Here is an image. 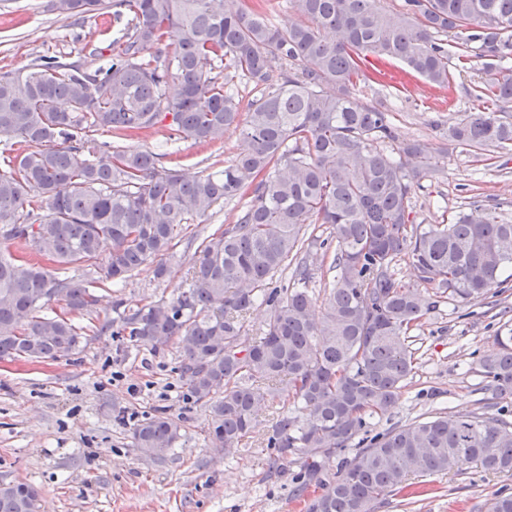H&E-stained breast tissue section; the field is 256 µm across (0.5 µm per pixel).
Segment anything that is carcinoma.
I'll return each mask as SVG.
<instances>
[{
    "label": "carcinoma",
    "mask_w": 512,
    "mask_h": 512,
    "mask_svg": "<svg viewBox=\"0 0 512 512\" xmlns=\"http://www.w3.org/2000/svg\"><path fill=\"white\" fill-rule=\"evenodd\" d=\"M287 0L300 20L282 28L258 0H119L131 13L111 54L89 71L43 59L24 77L0 75V133L20 145L0 153V359H55L82 336L72 316L95 302V289L118 285L164 256L190 221L218 203L251 194L232 224L200 244L190 285L177 298L123 318L144 344L172 341L180 374L208 409V434L229 454L256 428V414L288 392L295 410L272 425L276 460L299 464L295 491L315 488L307 512H373L413 475L460 472L470 463L512 474V423L476 411L439 412L367 436V419L394 406L413 374L410 332L434 296L461 302L497 296L512 279V223L476 206L444 224H412V195L453 145L479 158L512 148V75L475 86L492 112H461L426 149L401 140L388 111L356 98L370 81L365 62H398L440 89H452L448 38L457 68L512 60V0ZM65 18L88 19L106 0H51ZM265 88L241 118L218 68ZM68 108H60V102ZM171 118L176 135L207 144L235 126L245 143L216 173L187 179L158 168L149 151L115 149L94 162L77 157L87 133L133 138ZM336 240L319 319L311 315L308 258ZM408 259L418 283L396 277ZM94 269L90 281L52 274L44 262ZM292 269L289 284L277 275ZM64 302L62 313L52 307ZM268 307L260 336L244 318ZM481 360L495 396L512 399V328ZM181 437L180 421L146 418L136 447L163 459ZM356 445L333 479L336 454ZM39 490L0 483V512H37ZM488 512H512V493Z\"/></svg>",
    "instance_id": "carcinoma-1"
}]
</instances>
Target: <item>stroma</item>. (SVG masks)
Returning a JSON list of instances; mask_svg holds the SVG:
<instances>
[{"label": "stroma", "instance_id": "1", "mask_svg": "<svg viewBox=\"0 0 512 512\" xmlns=\"http://www.w3.org/2000/svg\"><path fill=\"white\" fill-rule=\"evenodd\" d=\"M119 22L112 14L77 22L58 16L49 0H0V74L28 73L41 58L99 65ZM495 72L483 60L455 75L451 91L420 78L406 88L363 86L359 99L389 108L400 138L439 147L452 111H470L469 92ZM453 98L447 109L445 98ZM131 150L159 155V164L194 177L223 170L244 148L237 129L221 141L199 145L175 139L168 121L126 140ZM443 175L422 180L410 215L416 224H438L494 198L512 222V151L484 161L449 148ZM247 204H217L210 215L185 225L170 255V272L156 278L154 263L142 265L117 286L96 289L91 310L76 316L84 336L76 350L55 360H0V483L24 482L40 492L39 512H306L289 471L273 466L267 446L274 412L293 405L276 397L259 412L257 427L231 456L207 433L208 411L180 376L174 343L143 344L129 336L122 318L129 310L172 300L186 290L201 239L232 223ZM512 323V281L505 293L470 302L443 298L412 332L413 377L390 412L368 419L371 433L421 421L438 410L504 412L482 387L479 361L496 348L495 337ZM179 418L182 437L162 461L143 457L132 429L141 420ZM414 493L387 496L374 512H486L497 492H512V476L469 467L413 478Z\"/></svg>", "mask_w": 512, "mask_h": 512}]
</instances>
